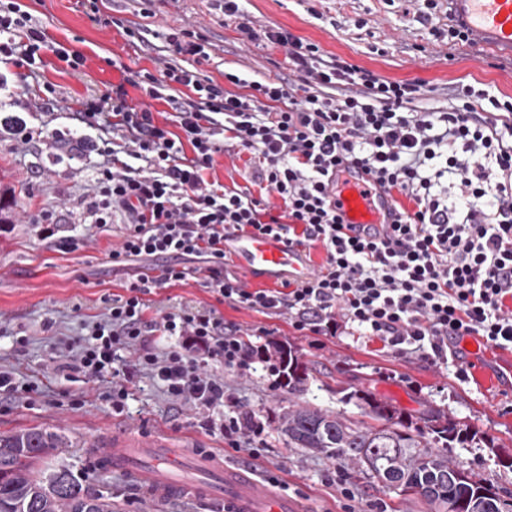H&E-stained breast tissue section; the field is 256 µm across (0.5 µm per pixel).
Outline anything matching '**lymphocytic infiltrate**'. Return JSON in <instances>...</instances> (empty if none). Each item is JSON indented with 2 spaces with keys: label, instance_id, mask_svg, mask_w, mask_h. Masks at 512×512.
Segmentation results:
<instances>
[{
  "label": "lymphocytic infiltrate",
  "instance_id": "f902f5d3",
  "mask_svg": "<svg viewBox=\"0 0 512 512\" xmlns=\"http://www.w3.org/2000/svg\"><path fill=\"white\" fill-rule=\"evenodd\" d=\"M263 35L283 48L291 79L228 72L219 85L168 62L161 75L135 80L140 104L121 85L79 104L81 122L103 136L105 161L89 203L94 222L104 228L116 212L125 216L111 263L165 262L106 298L103 317L58 355L60 371L107 381L115 412L144 372L173 400L223 406L217 368L242 374L254 362L239 328L225 323L224 302L287 316L294 330L324 336L344 321L396 352L457 362L462 380L469 377L456 349L463 337L512 348V101L467 85L461 105L418 111L420 83L385 80L280 28ZM47 49L65 55L49 48L30 14L7 5L0 60L31 71ZM175 84L182 93H171ZM154 100L168 105L167 123H156ZM230 143L254 155L259 193L204 178ZM359 173L408 199L389 230L347 224L337 213L341 178ZM451 183L459 189L453 198ZM236 234L319 245L325 259L306 279L252 289L226 270L224 240ZM188 258L205 260L202 286L214 304L156 311L155 290L184 281L179 263ZM172 337L176 345L158 352ZM122 349L131 360L118 362ZM205 425L230 448L262 458L261 422L235 414Z\"/></svg>",
  "mask_w": 512,
  "mask_h": 512
}]
</instances>
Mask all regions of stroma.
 Masks as SVG:
<instances>
[{
  "instance_id": "stroma-1",
  "label": "stroma",
  "mask_w": 512,
  "mask_h": 512,
  "mask_svg": "<svg viewBox=\"0 0 512 512\" xmlns=\"http://www.w3.org/2000/svg\"><path fill=\"white\" fill-rule=\"evenodd\" d=\"M15 2L33 16L48 41L81 55L84 64L71 70L47 51L38 74L22 68L0 71V119L19 117L34 132L29 141L0 133V189L18 191L7 223L0 225V367L26 387L19 394L0 392V434L39 427L64 437L68 448L48 457L43 471L66 468L83 485L111 498L116 512H212L199 501H152L124 477L98 467L85 451L90 441L132 425L197 437L203 448L230 463L248 460L245 453L227 449L222 436L204 429L205 411L175 403L151 375H141L130 386L123 411L116 413L104 398L107 382L58 371L55 357L63 342L84 335L86 323L104 313L103 295L121 293L138 270L134 264L108 262L109 251L121 242V227L115 223L100 230L86 211L99 157L88 144H76L79 123L72 108L82 99L111 92V82L100 74L116 62L130 78L143 70L159 74L169 61L197 67L220 84L228 71L257 80L285 74V54L243 41L237 20L225 17L222 0H101L102 14L115 20L108 28L92 21L76 0ZM241 7L257 24L284 28L383 78L422 83L426 93L414 101V109L455 105L465 85L512 98V54H487L476 40L454 43L448 34L455 23L448 0H436L425 23L417 0H243ZM128 26L146 28L147 43L126 36ZM182 28L208 41L209 59L168 51L166 34ZM50 87L56 91L55 108L35 109L36 98ZM250 157L240 147L227 148L204 176L227 186L246 185ZM45 209L62 235L78 241L77 250L62 253L38 237L34 222ZM201 277L195 269L183 282L158 290V306L168 311L215 303L201 287ZM219 306L225 322L252 334L270 331L274 340L296 348L312 377L303 403L359 421L360 408L343 401L341 392L362 389L416 419L444 410L479 437L450 449V456L512 493V469L502 467L494 451L499 445L512 454V391L481 393L459 380L455 367L394 354L351 326L333 336L300 333L285 317L230 303ZM270 382L259 361L245 374H225L224 392L231 402L226 410H215V417L227 410L260 414L266 467L287 483L302 512H343L342 496L328 483L336 462L289 447L274 418L287 405L288 394ZM351 488L354 512H366L372 503L383 504L387 512H428L419 498L383 490L370 479L352 480Z\"/></svg>"
}]
</instances>
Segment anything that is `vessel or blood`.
I'll return each instance as SVG.
<instances>
[{"label": "vessel or blood", "instance_id": "obj_1", "mask_svg": "<svg viewBox=\"0 0 512 512\" xmlns=\"http://www.w3.org/2000/svg\"><path fill=\"white\" fill-rule=\"evenodd\" d=\"M450 2L453 16L463 21L473 35L483 38L489 53L512 51V0ZM335 200L347 224L377 227L394 219L390 197L357 177L341 185ZM224 250L254 281L272 283L289 276L303 279L311 273L306 251L289 247L275 236L232 235L226 237ZM462 346L472 365L471 382L477 389L501 388L512 382V352H502V368L494 372L479 364L483 350L480 338H466ZM92 454L106 468L130 475L156 500L182 495L194 500H221L224 512H300L293 498L275 492L248 467L202 455L190 437L177 438L165 431L145 435L128 429L113 433L111 439L99 440ZM184 461L193 462L207 474V481L182 484L177 473Z\"/></svg>", "mask_w": 512, "mask_h": 512}]
</instances>
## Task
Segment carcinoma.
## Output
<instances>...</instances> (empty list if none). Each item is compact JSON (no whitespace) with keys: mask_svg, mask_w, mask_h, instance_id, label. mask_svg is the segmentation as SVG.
<instances>
[{"mask_svg":"<svg viewBox=\"0 0 512 512\" xmlns=\"http://www.w3.org/2000/svg\"><path fill=\"white\" fill-rule=\"evenodd\" d=\"M269 353L282 364L288 395L306 390L308 367L295 350L282 342H268ZM355 399L372 420L352 421L339 414L289 401L277 414V430L288 446L344 463L365 473L389 491L422 499L429 512H453L448 490L462 466L448 456L456 444L476 434L437 411L420 426L387 401L354 390ZM64 447L55 434L41 428L0 436V512H114L104 498L77 481L64 468L44 473V458Z\"/></svg>","mask_w":512,"mask_h":512,"instance_id":"carcinoma-1","label":"carcinoma"}]
</instances>
